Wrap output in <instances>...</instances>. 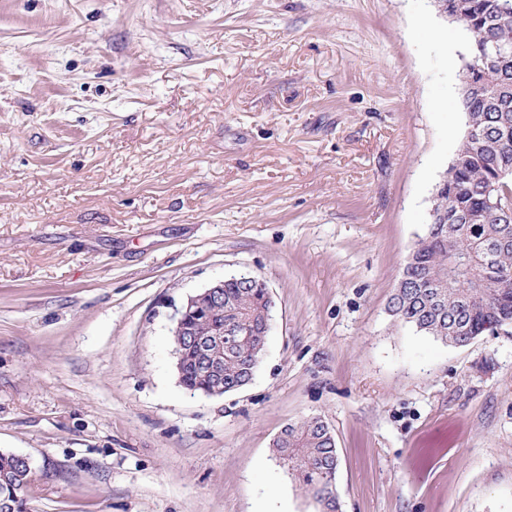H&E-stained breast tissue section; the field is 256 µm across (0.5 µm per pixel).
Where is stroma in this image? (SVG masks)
I'll return each mask as SVG.
<instances>
[{
	"instance_id": "stroma-1",
	"label": "stroma",
	"mask_w": 512,
	"mask_h": 512,
	"mask_svg": "<svg viewBox=\"0 0 512 512\" xmlns=\"http://www.w3.org/2000/svg\"><path fill=\"white\" fill-rule=\"evenodd\" d=\"M430 0H0V451L30 512H316L271 454L336 439L340 512H512V325L391 297L466 130ZM274 307L244 388L174 371L230 277Z\"/></svg>"
}]
</instances>
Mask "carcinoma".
I'll return each instance as SVG.
<instances>
[{
  "mask_svg": "<svg viewBox=\"0 0 512 512\" xmlns=\"http://www.w3.org/2000/svg\"><path fill=\"white\" fill-rule=\"evenodd\" d=\"M440 6L468 35L459 104L467 127L480 138H462L434 195L433 208L454 217L455 229L427 224L414 260L404 266L391 312L420 333L463 345L467 338L449 333L457 322H466L474 339L512 323V0H440ZM271 309L265 289L229 278L224 309L188 317L201 334L228 325L253 329V335L224 350V386L252 379ZM180 384L194 393L210 389L191 362L184 363ZM329 433L326 423L310 417L288 427V441L272 447L319 512L340 509L339 500L324 489L328 468L338 464ZM32 477L33 468L22 465L20 455L0 452V512H27Z\"/></svg>",
  "mask_w": 512,
  "mask_h": 512,
  "instance_id": "cac0c4a2",
  "label": "carcinoma"
}]
</instances>
